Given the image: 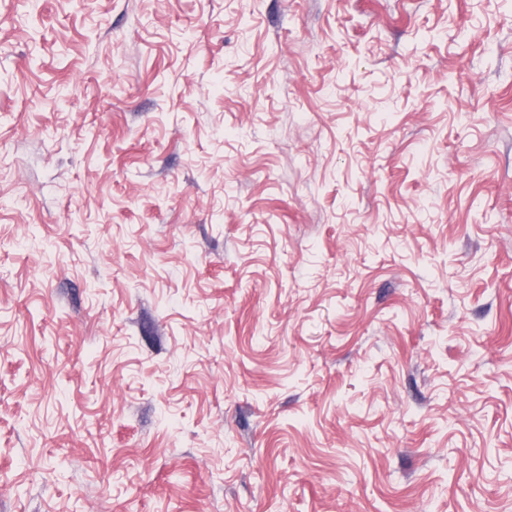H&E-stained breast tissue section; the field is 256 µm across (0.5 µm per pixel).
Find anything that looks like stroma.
<instances>
[{
  "mask_svg": "<svg viewBox=\"0 0 512 512\" xmlns=\"http://www.w3.org/2000/svg\"><path fill=\"white\" fill-rule=\"evenodd\" d=\"M0 512H512V0H0Z\"/></svg>",
  "mask_w": 512,
  "mask_h": 512,
  "instance_id": "1",
  "label": "stroma"
}]
</instances>
